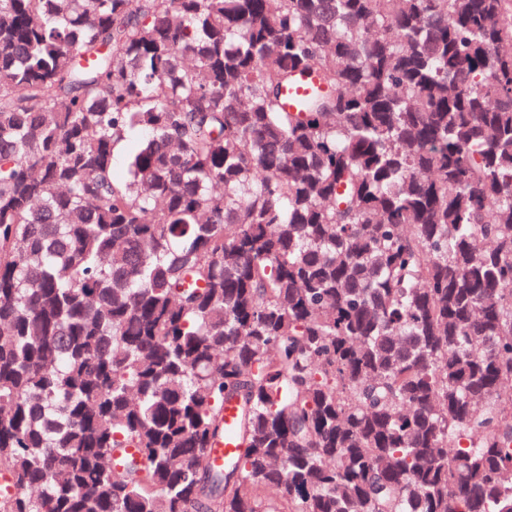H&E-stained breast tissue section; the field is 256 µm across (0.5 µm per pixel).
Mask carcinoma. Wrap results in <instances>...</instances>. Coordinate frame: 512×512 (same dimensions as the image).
<instances>
[{"mask_svg": "<svg viewBox=\"0 0 512 512\" xmlns=\"http://www.w3.org/2000/svg\"><path fill=\"white\" fill-rule=\"evenodd\" d=\"M1 470L0 512H512V0H0ZM237 409L234 403L224 405V426L227 429V436L224 441L218 442L211 448L209 461L214 467H224L225 464L232 461L238 450L232 431L236 421Z\"/></svg>", "mask_w": 512, "mask_h": 512, "instance_id": "carcinoma-1", "label": "carcinoma"}]
</instances>
